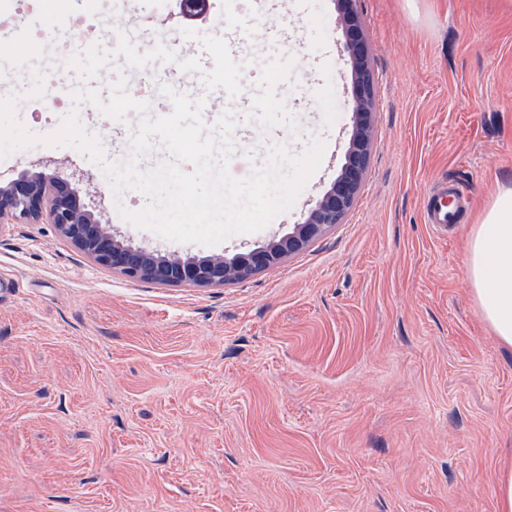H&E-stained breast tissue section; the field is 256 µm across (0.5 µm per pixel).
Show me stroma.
Returning <instances> with one entry per match:
<instances>
[{"instance_id":"35a3bbf8","label":"stroma","mask_w":512,"mask_h":512,"mask_svg":"<svg viewBox=\"0 0 512 512\" xmlns=\"http://www.w3.org/2000/svg\"><path fill=\"white\" fill-rule=\"evenodd\" d=\"M91 0H54L25 23L38 65L64 88L52 111L22 103L35 134L71 110L107 160L124 133L71 92L133 76L155 80L197 46L224 56V30L248 23L242 98L267 104L250 137L232 135L228 170L247 178L274 145L325 140L293 208L215 246L161 239L124 220L115 195L72 147L0 160V179L44 166L133 246L204 258L290 232L335 180L355 128L345 23L337 0H214L215 24L177 21L171 0H112L89 51L75 23ZM375 98L370 162L343 222L301 251L224 286L161 287L98 266L51 224L0 234V271L21 288L0 301V512H497L512 464V348L471 291V233L499 187L512 186V0H358ZM155 16L136 29L133 16ZM176 54H156L158 41ZM468 201L463 223L435 227L423 203L442 180Z\"/></svg>"}]
</instances>
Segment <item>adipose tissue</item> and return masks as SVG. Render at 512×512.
Listing matches in <instances>:
<instances>
[{
	"label": "adipose tissue",
	"mask_w": 512,
	"mask_h": 512,
	"mask_svg": "<svg viewBox=\"0 0 512 512\" xmlns=\"http://www.w3.org/2000/svg\"><path fill=\"white\" fill-rule=\"evenodd\" d=\"M468 270L483 319L503 345L512 347V187L497 193L477 225Z\"/></svg>",
	"instance_id": "adipose-tissue-1"
}]
</instances>
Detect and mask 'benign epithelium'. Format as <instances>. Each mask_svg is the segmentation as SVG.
I'll return each mask as SVG.
<instances>
[{
    "mask_svg": "<svg viewBox=\"0 0 512 512\" xmlns=\"http://www.w3.org/2000/svg\"><path fill=\"white\" fill-rule=\"evenodd\" d=\"M344 19L345 51L354 85L352 112L356 134L350 142L340 173L315 201L302 222L286 235L246 252L216 254L203 259L162 255L134 247L114 234L94 210L80 203L66 182L44 172H28L0 181V228L7 224L56 226L58 232L95 263L117 270L136 281L158 285L222 286L241 281L276 265L341 223L352 207L365 178L372 135L374 86L367 66L369 45L363 37L357 0H339Z\"/></svg>",
    "mask_w": 512,
    "mask_h": 512,
    "instance_id": "obj_1",
    "label": "benign epithelium"
}]
</instances>
